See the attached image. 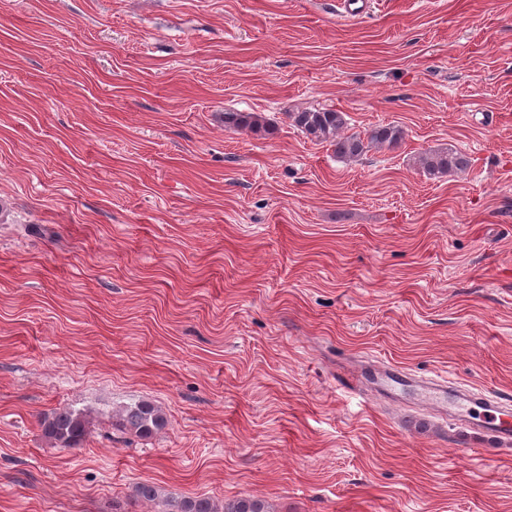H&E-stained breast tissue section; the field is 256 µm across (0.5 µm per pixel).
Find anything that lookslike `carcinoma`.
<instances>
[{"instance_id":"cac0c4a2","label":"carcinoma","mask_w":512,"mask_h":512,"mask_svg":"<svg viewBox=\"0 0 512 512\" xmlns=\"http://www.w3.org/2000/svg\"><path fill=\"white\" fill-rule=\"evenodd\" d=\"M292 125L313 141L334 148L336 156L350 161L365 155L372 148H394L403 138L401 127L388 123L375 125L363 133H345L346 114L336 109H307L289 115ZM224 127L271 135L274 128L255 112H226ZM417 163L431 178H442L470 168L469 157L457 149L428 151L418 157ZM119 424L140 437H150L167 425L161 407L141 400L121 407L116 414ZM91 424L90 416L81 409L63 406L52 410L39 420L43 437L54 448L70 450L80 447ZM136 500L145 503L160 502L161 512H270L265 501L253 496L236 498L218 504L210 498L162 497L153 484L141 483L134 489Z\"/></svg>"}]
</instances>
